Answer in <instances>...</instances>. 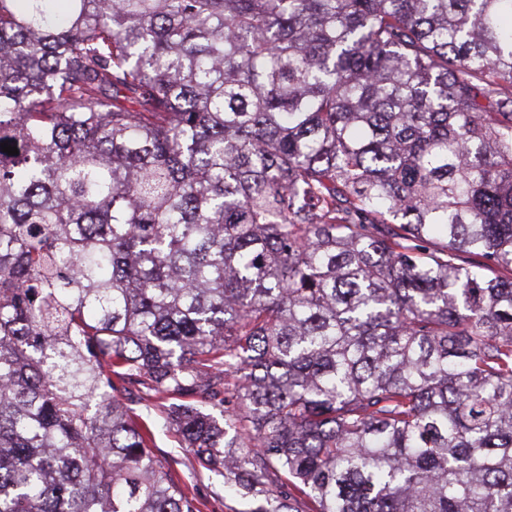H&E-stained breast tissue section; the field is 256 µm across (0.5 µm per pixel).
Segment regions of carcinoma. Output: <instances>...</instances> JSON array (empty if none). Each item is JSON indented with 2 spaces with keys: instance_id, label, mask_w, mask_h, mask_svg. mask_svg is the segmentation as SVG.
Masks as SVG:
<instances>
[{
  "instance_id": "carcinoma-1",
  "label": "carcinoma",
  "mask_w": 512,
  "mask_h": 512,
  "mask_svg": "<svg viewBox=\"0 0 512 512\" xmlns=\"http://www.w3.org/2000/svg\"><path fill=\"white\" fill-rule=\"evenodd\" d=\"M0 0V512H512V0ZM153 444L154 453L166 458L181 478L191 479L190 470L194 467L196 471L194 480H197L199 496L208 503V508L203 512H237L246 508L240 500L227 495L224 497L223 477L214 476L198 465L192 464L191 455L187 448H183L179 435L173 429L159 424L158 429L154 431ZM216 493H219L221 498H217Z\"/></svg>"
}]
</instances>
